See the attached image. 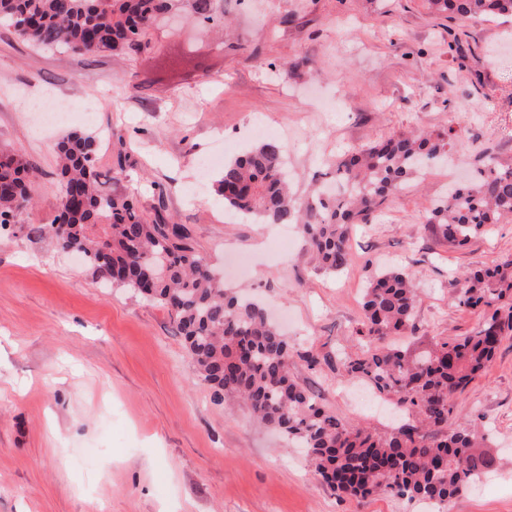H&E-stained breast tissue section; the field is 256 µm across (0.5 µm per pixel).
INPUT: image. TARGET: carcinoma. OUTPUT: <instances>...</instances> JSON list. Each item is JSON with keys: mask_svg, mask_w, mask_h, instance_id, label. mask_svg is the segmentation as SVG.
Wrapping results in <instances>:
<instances>
[{"mask_svg": "<svg viewBox=\"0 0 512 512\" xmlns=\"http://www.w3.org/2000/svg\"><path fill=\"white\" fill-rule=\"evenodd\" d=\"M205 21L214 0H0V26L31 47L78 55L150 48L151 29L184 2ZM460 23L512 19V0H429ZM437 133L400 131L353 149L336 161L342 192H316L297 202L288 190L285 146L264 139L224 162L216 192L224 207L262 224H297L306 253L322 272L352 259V226L367 224L408 178L448 154ZM98 139L74 133L56 146L59 221L71 231L60 252L82 253L96 278L130 288L167 309L183 338L195 376L218 400L238 397L263 424L306 448L315 472L341 497L392 496L444 508L480 483L494 465L483 436L453 423L456 398L493 362L512 336V258L463 271L460 303L480 316L468 335L438 338L423 349L383 346L348 357L339 382L360 380L394 397L407 418L381 434L350 426L298 382L295 354L262 305L224 285L183 224L150 222L135 195L107 191L96 170ZM478 176L451 189L424 223L434 238L462 247L497 224H512V162L483 152ZM36 169L17 151H0V230L33 204ZM417 291L409 273L380 270L365 289L359 335L369 343L414 329Z\"/></svg>", "mask_w": 512, "mask_h": 512, "instance_id": "carcinoma-1", "label": "carcinoma"}]
</instances>
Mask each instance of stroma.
<instances>
[{
  "label": "stroma",
  "instance_id": "35a3bbf8",
  "mask_svg": "<svg viewBox=\"0 0 512 512\" xmlns=\"http://www.w3.org/2000/svg\"><path fill=\"white\" fill-rule=\"evenodd\" d=\"M159 22L139 54L38 51L0 27V147L39 170L36 205L0 234V512H419L389 496L341 499L306 452L235 399L214 400L191 375L169 312L58 253L29 224L59 215L55 146L71 132L100 139L97 168L137 196L147 217L187 225L230 288H247L291 343L318 358L292 371L355 427H393L392 404L364 406L340 385L337 355L364 347L361 296L381 266L419 288L404 342L470 333L479 317L451 282L512 257V224L466 248L437 243L424 213L476 168L483 148L512 160V24L467 25L427 0H214ZM97 101L91 119L39 131L33 97ZM287 150L295 198L344 153L394 131L464 132L457 169L414 174L371 223L356 227L343 271H315L299 227L225 210L201 158L233 156L259 129ZM461 421L491 433L497 465L450 512H512V337L457 399Z\"/></svg>",
  "mask_w": 512,
  "mask_h": 512
}]
</instances>
